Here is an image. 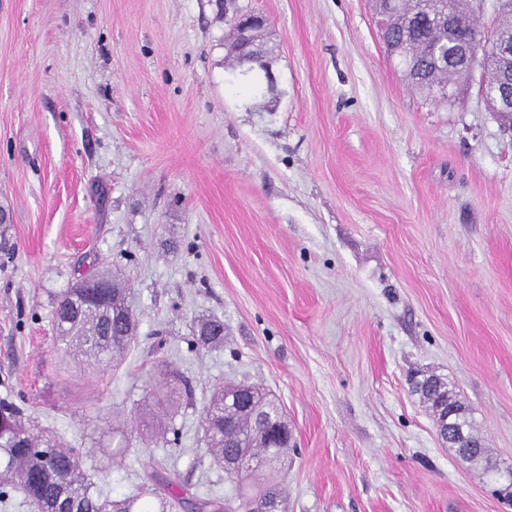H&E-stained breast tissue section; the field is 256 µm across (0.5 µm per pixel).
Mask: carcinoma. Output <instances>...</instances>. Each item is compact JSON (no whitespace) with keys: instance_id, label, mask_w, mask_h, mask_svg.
Here are the masks:
<instances>
[{"instance_id":"cac0c4a2","label":"carcinoma","mask_w":512,"mask_h":512,"mask_svg":"<svg viewBox=\"0 0 512 512\" xmlns=\"http://www.w3.org/2000/svg\"><path fill=\"white\" fill-rule=\"evenodd\" d=\"M497 34L512 32V0H502ZM474 12L468 0H403L402 11L393 15L387 30L381 33L386 52L403 69H416L411 81L420 93L432 101L443 99L444 91L458 85L456 71L469 76L470 70L458 64H439L435 55L453 54L456 36L448 32L443 19L448 13ZM93 278L111 284L103 290L69 288L56 300L54 323L56 341L63 356L77 353L91 368L121 358L137 337V322L126 302L125 288L108 271ZM224 339V323L204 320L199 325L197 342L209 345ZM412 388L423 403L435 409L448 400V383L436 376L413 380ZM235 389L220 388L203 416L207 450L222 465L224 458L241 451L249 454L251 467L242 474L229 476L230 490L218 497H196L180 479L153 477L154 487L144 494L129 493L112 498L92 482L80 467L73 450L61 448L52 440L28 429L21 411L12 403L0 401V457L4 466L0 479L10 482L24 497L43 512H173L186 504L194 512H247L254 499L282 494L279 465L286 449L270 444L260 423L276 422L283 414L273 400L252 386L248 410L225 402V394ZM234 422L236 442L242 448L224 447V419Z\"/></svg>"}]
</instances>
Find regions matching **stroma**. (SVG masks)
Returning <instances> with one entry per match:
<instances>
[{
	"label": "stroma",
	"instance_id": "obj_1",
	"mask_svg": "<svg viewBox=\"0 0 512 512\" xmlns=\"http://www.w3.org/2000/svg\"><path fill=\"white\" fill-rule=\"evenodd\" d=\"M250 10L274 80L245 92L224 35ZM0 207V400L104 493L176 473L223 495L203 411L244 382L293 432L288 512H512V121L476 75L426 101L371 0H0ZM98 270L139 327L87 375L53 311ZM204 318L223 343H197ZM167 371L180 397L149 445ZM421 373L454 385L498 473L442 444Z\"/></svg>",
	"mask_w": 512,
	"mask_h": 512
}]
</instances>
